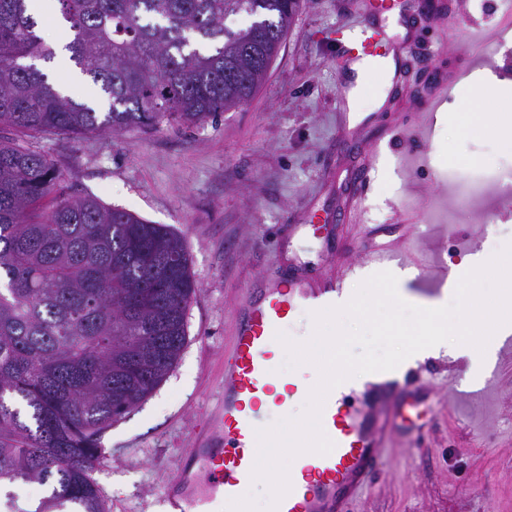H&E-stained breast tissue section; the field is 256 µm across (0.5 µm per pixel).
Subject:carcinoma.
<instances>
[{"instance_id": "1", "label": "carcinoma", "mask_w": 512, "mask_h": 512, "mask_svg": "<svg viewBox=\"0 0 512 512\" xmlns=\"http://www.w3.org/2000/svg\"><path fill=\"white\" fill-rule=\"evenodd\" d=\"M70 60L102 110L38 68L56 52L32 0H0V485L34 512H105L100 439L166 377L195 280L183 239L75 197L35 141L202 124L264 81L300 0H59ZM245 15L232 30L225 20ZM31 409V422L14 403Z\"/></svg>"}]
</instances>
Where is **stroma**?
<instances>
[{
    "label": "stroma",
    "instance_id": "obj_1",
    "mask_svg": "<svg viewBox=\"0 0 512 512\" xmlns=\"http://www.w3.org/2000/svg\"><path fill=\"white\" fill-rule=\"evenodd\" d=\"M406 76L366 126L343 127L336 32L369 0H302L268 75L243 104L181 129L40 140L69 194L90 196L179 233L196 293L187 343L163 382L102 437L92 477L106 512H165L162 487L191 446L199 415L224 386V355L242 288L292 258L336 274L374 245L449 269L512 243V129L467 137L463 104L507 112L474 87L476 72L512 74V12L502 0H390ZM479 183L462 207L457 184ZM457 343L427 357L433 408L417 430L392 429L373 489L351 512H512V350L479 371Z\"/></svg>",
    "mask_w": 512,
    "mask_h": 512
}]
</instances>
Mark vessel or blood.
Wrapping results in <instances>:
<instances>
[{
  "instance_id": "b4317fda",
  "label": "vessel or blood",
  "mask_w": 512,
  "mask_h": 512,
  "mask_svg": "<svg viewBox=\"0 0 512 512\" xmlns=\"http://www.w3.org/2000/svg\"><path fill=\"white\" fill-rule=\"evenodd\" d=\"M391 45L382 27L364 22L343 35L341 58L349 63L384 55ZM343 276L285 279L280 272L247 289L231 346L224 358V388L215 409L202 419L193 446L167 483V512H221L251 484L257 429L267 427L264 404L283 406L286 396L308 392L307 378H293L275 365L274 340L301 307L318 311L345 296ZM284 394H277V387ZM431 410L417 373H371L362 385L341 383L327 395L320 417L334 447L296 458V477L277 512H348L365 494L385 454L395 419L414 422Z\"/></svg>"
}]
</instances>
